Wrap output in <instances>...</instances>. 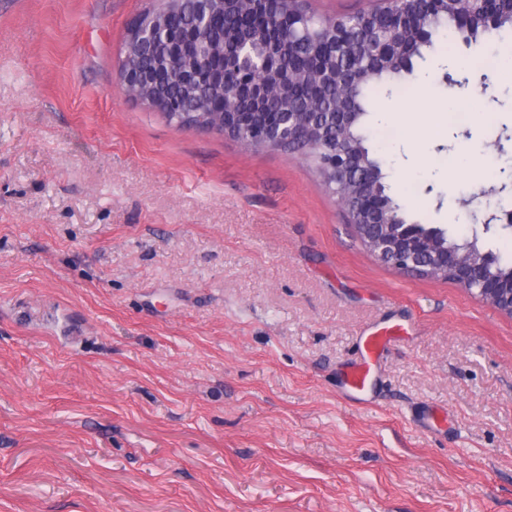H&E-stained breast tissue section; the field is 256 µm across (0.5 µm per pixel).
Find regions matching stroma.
Listing matches in <instances>:
<instances>
[{
	"label": "stroma",
	"mask_w": 512,
	"mask_h": 512,
	"mask_svg": "<svg viewBox=\"0 0 512 512\" xmlns=\"http://www.w3.org/2000/svg\"><path fill=\"white\" fill-rule=\"evenodd\" d=\"M157 4L0 0V512H512V318L377 260L304 151L129 100ZM483 56L444 43L364 119L408 221L460 237L512 170Z\"/></svg>",
	"instance_id": "35a3bbf8"
}]
</instances>
